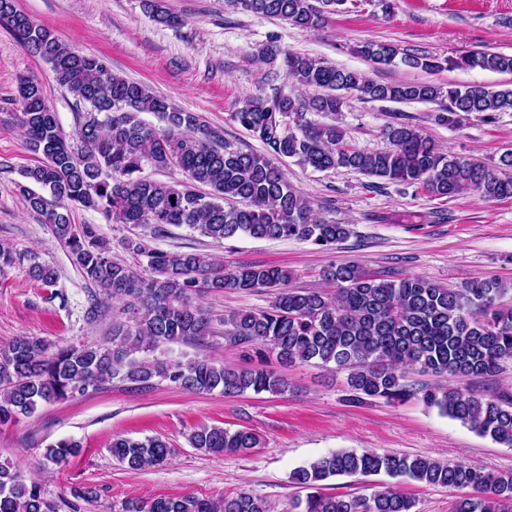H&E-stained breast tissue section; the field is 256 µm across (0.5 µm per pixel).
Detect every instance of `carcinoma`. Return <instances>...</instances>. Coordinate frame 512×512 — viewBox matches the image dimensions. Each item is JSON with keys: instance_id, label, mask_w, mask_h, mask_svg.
<instances>
[{"instance_id": "carcinoma-1", "label": "carcinoma", "mask_w": 512, "mask_h": 512, "mask_svg": "<svg viewBox=\"0 0 512 512\" xmlns=\"http://www.w3.org/2000/svg\"><path fill=\"white\" fill-rule=\"evenodd\" d=\"M156 20L178 27L183 19L145 0ZM346 0H231L253 14L278 18L315 30L330 7ZM0 26L30 53L51 67L60 87L74 98L82 115L77 138L63 134L47 103L41 83L21 80L19 125L29 148L41 155L23 173L19 185L27 208L41 215L68 248L73 263L99 293L87 308L91 321L112 302L107 341L101 345L66 344L49 350L44 340L14 337L0 347V424L30 416L42 403L68 400L86 386L98 390L117 380L137 390L160 378L186 390L221 389L233 397L288 392V380L268 365L315 362L347 372L349 402L376 399L404 402L422 395L423 402L471 431L512 447V394L478 396L464 386L415 388L406 369L482 378L512 360V306L500 299V282L476 280L461 289L411 275L381 279L355 264L326 271L333 294L289 287L291 273L277 267H230L205 254L148 250L137 240L126 248L147 258L150 276L112 260L94 224H74V208L96 211L107 221L166 226L186 225L215 239L246 235L257 239H296L330 248L344 240L345 224L315 214L313 203L289 183L276 164L279 158L325 171L343 168L386 183L419 185L434 199L473 191L487 200L512 198V153L497 166L451 156L409 122L386 126L392 149L371 151L345 141L341 126L317 122L331 119L346 103L344 93L365 101L435 103L437 120L454 124L459 113L512 112V86L502 89L433 82H379L322 59L288 52V78L319 94L311 99L280 94L269 100L255 96L232 120L257 135L270 154L245 152L224 143L221 131L156 94L147 85L112 72L109 62L85 54L58 38L48 27L18 10L15 0H0ZM356 52L376 65L404 66L433 73L443 69L435 57L400 51L390 43H366ZM455 69H481L512 74V55L468 52L446 61ZM153 113L157 127L141 119ZM180 168L186 180L165 182L144 174V167ZM30 276L52 285L57 271L34 264ZM232 289L272 295L263 310H238L224 316V336L258 358L257 365L224 366L207 355L181 360L155 351L168 343L205 345L214 335L213 319L197 298L208 291ZM190 445L212 455L246 452L259 445L247 430L199 427ZM73 439L46 448V461L60 465L80 452ZM109 452L132 471L167 463L171 448L158 438L118 437ZM405 476L430 486L466 489L451 512H512V473L487 471L465 462H443L396 453L337 451L296 468L291 481L309 490L302 512H415V502L385 487L371 496L325 492L324 481L337 476ZM0 512H59L42 485L26 481L10 463H0ZM122 512H273L264 498L242 491L214 502L187 494L150 503L132 498Z\"/></svg>"}]
</instances>
